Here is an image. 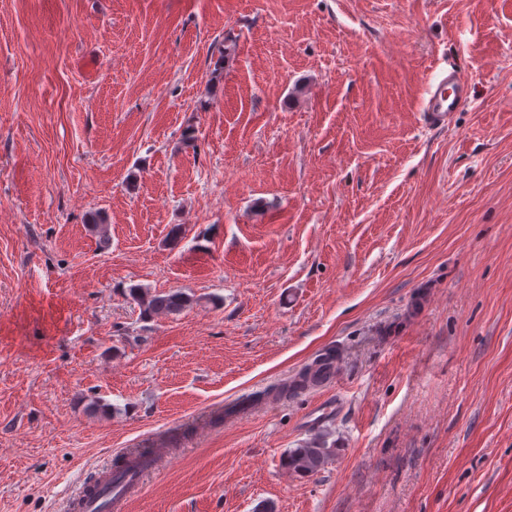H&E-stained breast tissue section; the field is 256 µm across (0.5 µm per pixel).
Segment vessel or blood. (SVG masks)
I'll list each match as a JSON object with an SVG mask.
<instances>
[{
	"label": "vessel or blood",
	"mask_w": 512,
	"mask_h": 512,
	"mask_svg": "<svg viewBox=\"0 0 512 512\" xmlns=\"http://www.w3.org/2000/svg\"><path fill=\"white\" fill-rule=\"evenodd\" d=\"M472 97V86L458 71H449L430 90L423 102V119L429 127H447L455 112L467 105ZM162 454L154 449L145 460L124 463L125 476L110 492L100 493L92 487H82L67 498L66 512H99L101 505H108L110 512H122L129 495L140 489L146 475Z\"/></svg>",
	"instance_id": "obj_1"
}]
</instances>
